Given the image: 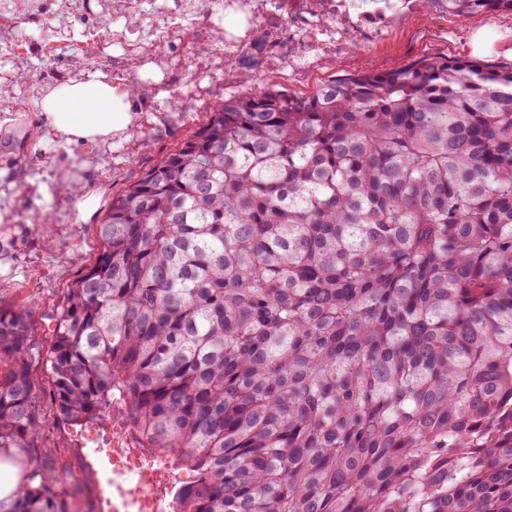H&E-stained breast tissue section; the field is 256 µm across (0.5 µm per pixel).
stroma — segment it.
Returning <instances> with one entry per match:
<instances>
[{
  "mask_svg": "<svg viewBox=\"0 0 512 512\" xmlns=\"http://www.w3.org/2000/svg\"><path fill=\"white\" fill-rule=\"evenodd\" d=\"M426 54L510 61L512 13L458 17L447 0H0V306L44 327L94 262L113 197L206 124L214 102L307 94ZM96 71L133 88V121L104 143H62L42 100ZM40 388L41 437L18 459L37 460L70 512H94L112 460L88 430L57 422Z\"/></svg>",
  "mask_w": 512,
  "mask_h": 512,
  "instance_id": "1",
  "label": "stroma"
}]
</instances>
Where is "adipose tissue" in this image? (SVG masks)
<instances>
[{"instance_id":"1","label":"adipose tissue","mask_w":512,"mask_h":512,"mask_svg":"<svg viewBox=\"0 0 512 512\" xmlns=\"http://www.w3.org/2000/svg\"><path fill=\"white\" fill-rule=\"evenodd\" d=\"M132 93L93 75L52 88L44 115L60 142L99 143L126 130L133 120Z\"/></svg>"}]
</instances>
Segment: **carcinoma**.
<instances>
[{
    "label": "carcinoma",
    "instance_id": "carcinoma-1",
    "mask_svg": "<svg viewBox=\"0 0 512 512\" xmlns=\"http://www.w3.org/2000/svg\"><path fill=\"white\" fill-rule=\"evenodd\" d=\"M459 16L512 0H448ZM46 314L0 307V449L122 434L172 512H512V63L213 105ZM9 512H67L32 463Z\"/></svg>",
    "mask_w": 512,
    "mask_h": 512
}]
</instances>
